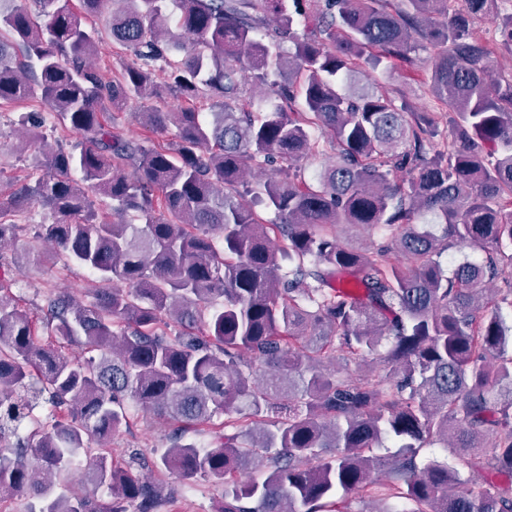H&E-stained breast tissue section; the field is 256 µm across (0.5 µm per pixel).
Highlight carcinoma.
Segmentation results:
<instances>
[{
    "instance_id": "cac0c4a2",
    "label": "carcinoma",
    "mask_w": 512,
    "mask_h": 512,
    "mask_svg": "<svg viewBox=\"0 0 512 512\" xmlns=\"http://www.w3.org/2000/svg\"><path fill=\"white\" fill-rule=\"evenodd\" d=\"M80 2L81 14L69 0H0V102L37 99L81 136L38 149L0 212L48 207L54 221L29 252L107 284L89 303L41 291L45 337L0 297V499L25 498V512H156L157 486L109 445L129 399L179 424L155 465L224 482L217 512H352V494L377 512H512V289L486 288L512 282L504 0H292L289 13L284 0H173L174 18L168 0ZM85 14L107 15L129 53L115 80L93 62ZM286 42L292 52L270 53ZM420 50L436 108L453 115L441 149L435 113L352 82L384 62L408 73ZM251 77L279 104L253 111ZM169 95L218 110L206 122L165 112ZM132 99L148 102L151 133L173 137L146 146L115 132L105 113ZM42 124L22 117V144L45 143ZM320 138L333 156L310 181L297 169ZM278 161L288 166L245 200L244 175ZM102 206L118 220H99ZM344 225L385 230L393 247L351 248ZM26 231L0 224V247ZM463 247L482 257L444 269ZM71 343L82 358L63 352ZM383 345L364 374L324 368ZM193 427L211 440L185 442ZM387 439L398 451L373 455ZM435 444L503 480L454 491V467L419 463ZM80 469L87 489L72 498L60 486Z\"/></svg>"
}]
</instances>
